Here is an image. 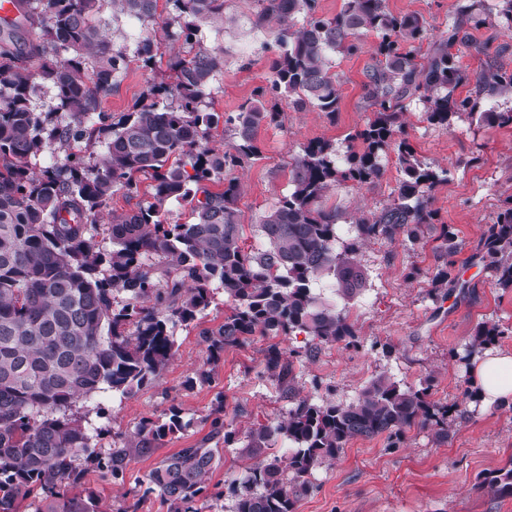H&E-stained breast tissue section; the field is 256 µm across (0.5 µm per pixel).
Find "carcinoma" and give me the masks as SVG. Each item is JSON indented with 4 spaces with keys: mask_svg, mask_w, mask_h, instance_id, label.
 Segmentation results:
<instances>
[{
    "mask_svg": "<svg viewBox=\"0 0 512 512\" xmlns=\"http://www.w3.org/2000/svg\"><path fill=\"white\" fill-rule=\"evenodd\" d=\"M104 1L116 22L160 17L159 0H15L18 18L0 25V512H20L29 499L35 512H100L80 490L76 461L94 453L95 436L79 403L108 390L131 395L166 369L174 327L198 319L215 283L229 313L218 327L199 332L210 359L256 334L274 340L264 373L292 403L276 424L247 431L242 453L254 463L244 469L234 512H296L313 490L314 472L333 465L355 439L384 436L396 448L408 430L430 426L437 438H448L452 408L431 399V384L402 387L381 374L347 403L317 402L296 393L293 360L357 336L345 305L364 287L360 256L369 241L415 244L435 220L430 193L448 170L422 162L398 138L410 104L419 102L423 120L435 126L450 128L462 117L512 124V110L481 112L477 104L480 97L512 99V71L498 63L509 45L492 55L471 33L489 25L511 34L512 0L458 6L436 40L425 18L395 14L387 0H344L333 17L319 13L318 0H257L250 21L268 36L262 44L272 53L267 84L222 116L209 98L224 56L197 46L196 36L203 22L235 19L224 16V0H167L173 11L163 28L183 50L170 59L169 74L149 82L142 101L115 122L102 111L103 99L130 58L152 68L158 45L141 37L128 56L97 22ZM26 26L40 29L38 40L22 38ZM370 32L378 41L361 88L372 118L349 137L342 155L327 140L303 146L290 163L291 191L257 225L267 247L246 251L240 183L230 178L219 192L206 183L260 156L258 130L280 122L282 101L297 111L335 115L341 94L333 59L363 52L362 36ZM464 53L482 58L483 66L475 95L461 98L455 90L469 81ZM35 59L38 73L29 65ZM37 74L53 85L63 112L50 128L32 105ZM220 126L231 133V145H203ZM100 137L106 154L92 166L77 144ZM391 147L401 172L396 196L348 217L355 235L342 239L345 214L324 198L343 182L380 180L382 155ZM45 153L63 159L35 169L31 160ZM143 176L152 181L151 200L111 212L112 249H101L99 209L117 193L139 196ZM169 201L189 204L190 220L167 223L162 211ZM438 241L430 278L435 295L456 283L451 225H441ZM477 259L496 285L512 289V200L488 225ZM316 282L326 283L329 294L313 292ZM301 334L308 337L303 352H285L275 342ZM504 335L498 323L483 322L472 347ZM222 412L219 403L207 440L179 449L148 473L146 492L160 496L170 512H201L198 503L221 498L208 483L220 449L207 444L235 443ZM184 427L176 410L164 423L142 420L106 458L112 480H124L132 455L150 452ZM278 441L285 453H267ZM481 484L512 497V459Z\"/></svg>",
    "mask_w": 512,
    "mask_h": 512,
    "instance_id": "1",
    "label": "carcinoma"
}]
</instances>
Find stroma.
<instances>
[{"instance_id":"1","label":"stroma","mask_w":512,"mask_h":512,"mask_svg":"<svg viewBox=\"0 0 512 512\" xmlns=\"http://www.w3.org/2000/svg\"><path fill=\"white\" fill-rule=\"evenodd\" d=\"M458 2L388 0V6L397 14L425 17L438 33ZM224 14L233 18V25L205 24L198 34L204 47L224 55V69L211 95L220 113L236 111L255 87L265 84L270 64L269 54L260 49L263 33L250 26L248 0H225ZM121 28L129 37L138 33L156 39L158 53L150 70L131 61L104 98L103 111L115 117L141 98L150 79L166 74L169 59L179 50L165 40L161 22L125 20ZM370 60L366 52L336 58L341 100L335 119L287 107L279 125L260 128L259 158L234 171L241 181L237 207L245 249L261 247L255 226L271 204L288 193L289 163L302 146L324 139L345 150L347 135L366 122L361 83ZM421 111V105L409 107L405 135L420 159L448 171L447 181L431 193V207L437 223L453 225L457 234L458 285L444 296L430 294L433 234L413 246L384 239L368 242L361 253L366 283L347 307L357 329L356 343L326 345L313 358L295 362V386L300 395L317 401L348 402L381 373L413 386L429 379L433 400L456 405L457 410L448 418V437L442 441L428 428L411 429L398 448L389 447L382 437L353 440L335 464L315 472L314 490L299 502L297 512H512V499H498L479 485L480 474L512 459V402L487 406L463 400L464 380L473 367L466 355L478 324L499 323L508 331L499 344L512 349V290L499 288L472 258L488 224L512 196V124L478 126L463 119L445 129L423 121ZM384 165L380 181L337 186L326 205L350 214L390 202L398 179L394 154H386ZM414 268L423 275L412 280L408 273ZM225 311L224 292L215 290L197 327L175 326V355L163 372L132 395L107 393L86 403L96 455L80 458L77 466L84 488L93 493L102 512H169L157 495L145 494L146 476L164 457L208 436L216 397H225L226 421L241 435L253 424L287 415L286 395L262 373L267 339L256 336L225 348L212 383H198V374L210 369L198 331L223 323ZM174 410L182 418L183 430L149 454L134 456L124 482H113L101 469L100 459L130 436L142 419L164 420ZM245 464L240 449H222L210 483L223 496L206 512H232L233 489Z\"/></svg>"}]
</instances>
